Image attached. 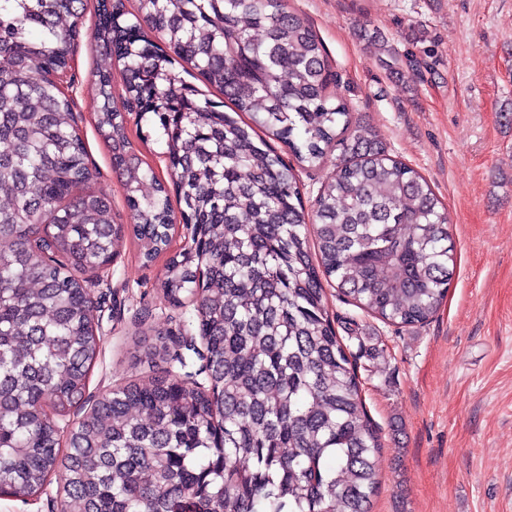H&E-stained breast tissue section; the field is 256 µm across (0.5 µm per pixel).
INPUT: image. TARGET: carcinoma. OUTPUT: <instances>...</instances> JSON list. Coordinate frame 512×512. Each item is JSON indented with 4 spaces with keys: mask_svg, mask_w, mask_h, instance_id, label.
I'll return each mask as SVG.
<instances>
[{
    "mask_svg": "<svg viewBox=\"0 0 512 512\" xmlns=\"http://www.w3.org/2000/svg\"><path fill=\"white\" fill-rule=\"evenodd\" d=\"M85 9L0 0V489L36 496L61 466L60 512H371L382 437L323 281L385 323H426L455 274L447 208L353 127L322 41L287 0H139L133 21L123 0H97L96 46L128 92L117 108L111 74H96V128L130 218L115 223L111 197L87 190V148L55 79ZM151 33L301 168L341 146L316 202L318 257L293 167L179 80ZM132 113L165 141L183 217L203 226L161 287L195 300L216 397L167 373L127 382L83 412L63 450L45 406L84 407L99 351L83 275L127 235L147 263L170 242L169 191L128 141ZM144 356L176 359L173 336Z\"/></svg>",
    "mask_w": 512,
    "mask_h": 512,
    "instance_id": "1",
    "label": "carcinoma"
}]
</instances>
